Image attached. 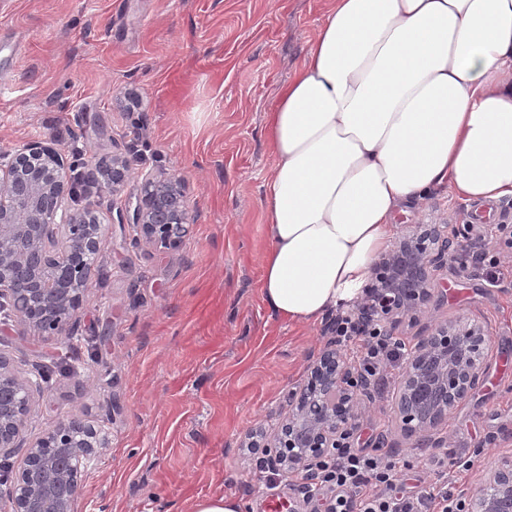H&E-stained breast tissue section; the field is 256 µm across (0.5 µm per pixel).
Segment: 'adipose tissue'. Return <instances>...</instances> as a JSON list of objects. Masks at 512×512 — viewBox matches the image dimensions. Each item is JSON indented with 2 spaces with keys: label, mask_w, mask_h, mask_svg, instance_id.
I'll return each mask as SVG.
<instances>
[{
  "label": "adipose tissue",
  "mask_w": 512,
  "mask_h": 512,
  "mask_svg": "<svg viewBox=\"0 0 512 512\" xmlns=\"http://www.w3.org/2000/svg\"><path fill=\"white\" fill-rule=\"evenodd\" d=\"M265 137L262 295L310 324L356 303L399 207L512 198V0H329Z\"/></svg>",
  "instance_id": "ef3b65f1"
}]
</instances>
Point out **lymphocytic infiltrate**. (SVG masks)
I'll return each mask as SVG.
<instances>
[{
	"mask_svg": "<svg viewBox=\"0 0 512 512\" xmlns=\"http://www.w3.org/2000/svg\"><path fill=\"white\" fill-rule=\"evenodd\" d=\"M360 347L359 367L374 383L405 352L399 340L378 335L361 337ZM316 471L315 482L299 488L314 512H463L461 499L444 485L407 494L409 465L395 454L382 456L350 445L320 459Z\"/></svg>",
	"mask_w": 512,
	"mask_h": 512,
	"instance_id": "lymphocytic-infiltrate-1",
	"label": "lymphocytic infiltrate"
}]
</instances>
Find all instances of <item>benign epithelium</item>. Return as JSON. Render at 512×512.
<instances>
[{
  "label": "benign epithelium",
  "mask_w": 512,
  "mask_h": 512,
  "mask_svg": "<svg viewBox=\"0 0 512 512\" xmlns=\"http://www.w3.org/2000/svg\"><path fill=\"white\" fill-rule=\"evenodd\" d=\"M55 151L29 142L0 153V299L16 303L13 321L35 335L59 337L76 317L90 288L85 258L106 240V225L91 222L94 207L63 206L78 200L73 186L42 163ZM102 187L120 192L130 176L128 159L112 154ZM187 181L165 174L142 180L127 220L138 246L175 248L192 220ZM497 243L512 249L506 224H412L374 263L354 314L356 325L382 336L397 335L419 317L438 291V272L476 270L473 246ZM488 331L474 318L437 322L409 346L393 406L401 434L432 438L448 415L486 375ZM42 385L22 376L0 353V457L23 450L7 491L8 512H74L82 466L107 445L102 430L73 415L25 446L22 434ZM372 391L354 370L344 345L331 337L312 360L300 386L288 395V414L271 430L254 433L252 447L269 449V461L284 475L309 471L330 449L351 443L361 405ZM468 512H512V454L499 456L485 472Z\"/></svg>",
  "instance_id": "benign-epithelium-1"
}]
</instances>
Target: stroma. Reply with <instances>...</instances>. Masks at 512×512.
<instances>
[{"mask_svg": "<svg viewBox=\"0 0 512 512\" xmlns=\"http://www.w3.org/2000/svg\"><path fill=\"white\" fill-rule=\"evenodd\" d=\"M324 18V0H0V152L41 141L64 162L123 153L122 194L85 191L106 240L68 336L0 326V353L25 371L66 353L69 364L31 410L34 440L75 415L104 426L109 445L82 476L74 512H193L228 495L242 512H309L296 475L260 471L252 428L288 411V392L326 342V321L279 319L261 292L267 224L262 187L274 168L265 114ZM183 177L193 226L174 249L131 247L119 215L143 177ZM410 224H512V201L477 205L432 192ZM412 343L436 321L476 317L490 329L488 373L416 447L391 417L402 372L360 410L362 442L382 437L412 469L407 492L431 479L432 456L474 460L448 476L475 493L497 456L512 453V255L463 277L439 273Z\"/></svg>", "mask_w": 512, "mask_h": 512, "instance_id": "stroma-1", "label": "stroma"}]
</instances>
